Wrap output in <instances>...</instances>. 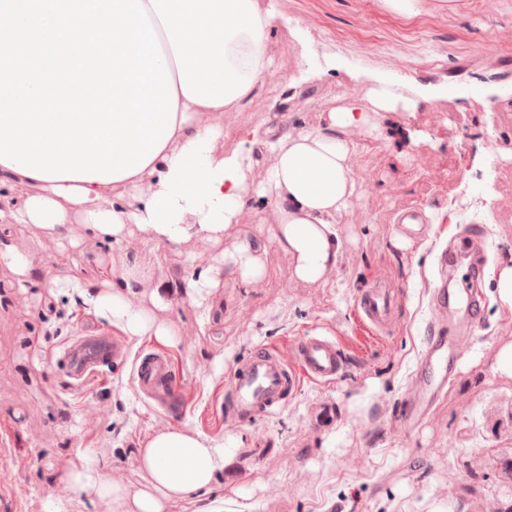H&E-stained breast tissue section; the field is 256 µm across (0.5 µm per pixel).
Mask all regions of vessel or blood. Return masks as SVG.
<instances>
[{"label":"vessel or blood","mask_w":512,"mask_h":512,"mask_svg":"<svg viewBox=\"0 0 512 512\" xmlns=\"http://www.w3.org/2000/svg\"><path fill=\"white\" fill-rule=\"evenodd\" d=\"M484 242L483 235L476 230L458 240L459 245L466 247L474 258L463 296L469 314L468 326L473 330L480 325L483 302ZM357 305L362 316L373 326L380 329L388 327L390 307L378 289L364 290ZM124 355L121 337L99 331L73 337L61 352L66 382L72 387L84 386ZM344 366L345 358L336 341L319 331L300 337L286 351L260 346L232 375L227 415L242 423L270 414L282 406L287 396L299 389L302 380L329 383L336 379ZM131 379L137 392L158 406L178 407L180 386L166 353L151 351L141 356L132 367Z\"/></svg>","instance_id":"1"}]
</instances>
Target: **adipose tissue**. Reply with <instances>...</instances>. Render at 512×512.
<instances>
[{"label": "adipose tissue", "instance_id": "1", "mask_svg": "<svg viewBox=\"0 0 512 512\" xmlns=\"http://www.w3.org/2000/svg\"><path fill=\"white\" fill-rule=\"evenodd\" d=\"M159 38L174 81L178 108L172 135L142 171L111 182L47 181L0 164V223L31 224L58 232L85 225L96 236L121 243L135 233L155 244L193 237L223 240L252 198L264 200L276 218L274 240L294 261L300 281L314 283L336 267L339 243L333 219L353 206L356 182L350 130L372 126L383 112H412L419 100L399 85L369 89L359 101L327 112L322 123L297 133L256 127L244 145L224 148L225 112L240 110L272 65L268 35L275 15L260 0H141ZM262 146L274 162L252 180L250 149ZM243 284L264 272L259 249L240 243L190 280L191 297L204 300L222 274ZM150 279L148 261L136 256L120 274L105 269L85 301L96 316L130 337L173 343V332L132 300ZM73 485L112 503V512H165L176 499L209 490L228 461L224 440L192 436L178 427L152 435L136 462L149 475L140 489L112 484L89 450L78 454Z\"/></svg>", "mask_w": 512, "mask_h": 512}]
</instances>
